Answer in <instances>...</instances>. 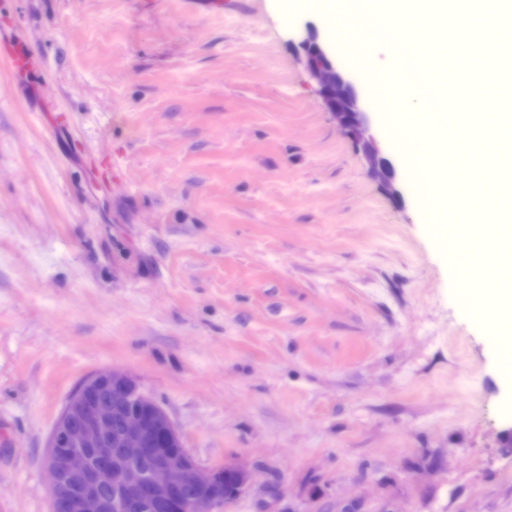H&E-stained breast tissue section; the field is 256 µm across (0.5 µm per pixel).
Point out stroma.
Masks as SVG:
<instances>
[{"mask_svg":"<svg viewBox=\"0 0 512 512\" xmlns=\"http://www.w3.org/2000/svg\"><path fill=\"white\" fill-rule=\"evenodd\" d=\"M316 0H0V512H51L50 431L129 373L233 512H512V368L448 259L440 179L393 196L297 29ZM362 86L402 56L375 27ZM0 60L8 64L18 79L31 74L36 66V60L28 48L19 40L0 37Z\"/></svg>","mask_w":512,"mask_h":512,"instance_id":"35a3bbf8","label":"stroma"}]
</instances>
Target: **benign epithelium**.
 Returning a JSON list of instances; mask_svg holds the SVG:
<instances>
[{
	"instance_id": "1",
	"label": "benign epithelium",
	"mask_w": 512,
	"mask_h": 512,
	"mask_svg": "<svg viewBox=\"0 0 512 512\" xmlns=\"http://www.w3.org/2000/svg\"><path fill=\"white\" fill-rule=\"evenodd\" d=\"M304 63L336 118L356 140L364 142L375 166L393 193L397 172L378 154L373 114L351 72L336 53L324 46L315 26L301 33ZM118 428L112 429V423ZM149 461L142 468L138 462ZM45 466L51 477L52 501L66 512H228L224 474L237 479V494L251 481L243 466H202L185 448L175 424L164 409L126 372L99 371L83 381L67 399L48 441ZM193 487L200 496L179 501L174 495Z\"/></svg>"
}]
</instances>
